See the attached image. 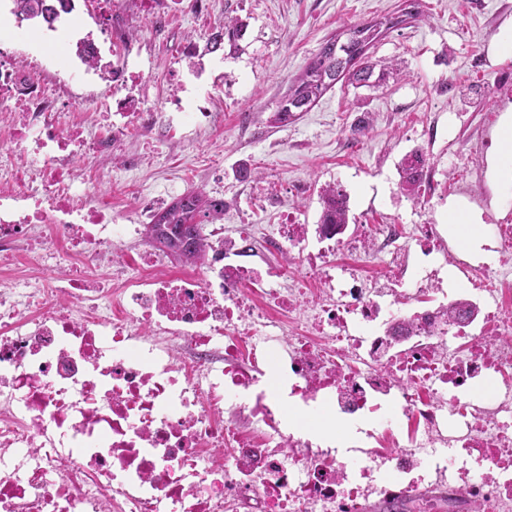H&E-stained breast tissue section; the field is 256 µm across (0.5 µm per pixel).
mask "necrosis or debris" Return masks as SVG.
<instances>
[{"mask_svg": "<svg viewBox=\"0 0 512 512\" xmlns=\"http://www.w3.org/2000/svg\"><path fill=\"white\" fill-rule=\"evenodd\" d=\"M103 24L147 14L153 32L207 0H94ZM123 40L83 111L43 60L0 54V512H367L371 501L435 512H512V217L490 210L481 127L471 154L420 155L429 193L416 224H302L284 211L259 234L213 233L203 258L172 268L142 243L155 212L136 196L121 223L109 191L124 141L214 124L223 99L143 109L151 81ZM39 73L31 79L29 70ZM459 196L485 209L493 262L449 244L429 218ZM354 261L343 264L337 253ZM378 264L380 275L364 267ZM470 287L481 318L450 315L441 272ZM384 417L346 448L283 424L289 406Z\"/></svg>", "mask_w": 512, "mask_h": 512, "instance_id": "4bbe7bcc", "label": "necrosis or debris"}]
</instances>
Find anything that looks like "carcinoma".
I'll use <instances>...</instances> for the list:
<instances>
[{
	"label": "carcinoma",
	"mask_w": 512,
	"mask_h": 512,
	"mask_svg": "<svg viewBox=\"0 0 512 512\" xmlns=\"http://www.w3.org/2000/svg\"><path fill=\"white\" fill-rule=\"evenodd\" d=\"M45 0H13L14 14L31 21ZM420 17V11L405 12L396 17H381L368 22L345 26L342 33L327 39L318 52L306 64L302 72L290 81L287 93L276 110L275 121L286 123L296 118V113L306 112L338 82L344 81L355 88L376 87L389 78L400 74V69L390 65L377 67L369 56L370 49L390 30L409 19ZM401 190L409 197L420 196L421 181L415 174L412 162H407L401 172ZM322 224L348 223V199L341 190L328 186L323 189ZM203 209L204 219L196 226L194 249L188 258L201 259L204 254L206 234L203 225L221 220L224 202L204 192L193 191L183 195L161 212L155 214L153 224L161 222L173 225L171 235H177L174 225L183 223L184 215Z\"/></svg>",
	"instance_id": "obj_1"
}]
</instances>
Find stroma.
<instances>
[{
  "mask_svg": "<svg viewBox=\"0 0 512 512\" xmlns=\"http://www.w3.org/2000/svg\"><path fill=\"white\" fill-rule=\"evenodd\" d=\"M406 0H209V17L239 20L242 36L225 53L213 93L224 100L217 130H199L156 150V136L125 142L133 158L126 184L113 188L112 208L128 211L136 185L150 187L157 203L202 191L224 200L223 223L271 224L278 211H295L301 223H318L321 193L336 186L349 197L354 224L408 220L399 189L400 162L422 128L437 123L434 152L448 142L466 149L481 119L498 109L492 90L512 78V56L491 60L488 48L512 22V0H418L421 20L391 30L374 47L375 62L398 65L402 78L380 88L336 84L309 111L288 123L274 113L289 82L322 42L344 25L400 14ZM155 78L144 103L166 105L176 87L169 73L183 59L144 58ZM458 112L449 120V112ZM365 137H355L361 117ZM256 178L241 179L242 164ZM276 195L259 202L260 182Z\"/></svg>",
  "mask_w": 512,
  "mask_h": 512,
  "instance_id": "1",
  "label": "stroma"
}]
</instances>
